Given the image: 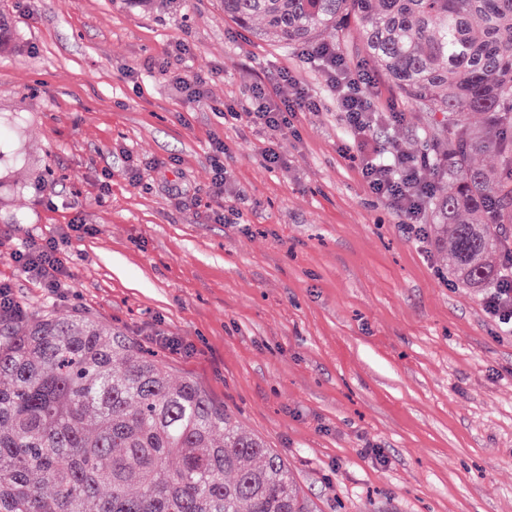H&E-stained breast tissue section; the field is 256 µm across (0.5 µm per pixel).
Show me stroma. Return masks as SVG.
<instances>
[{"label":"stroma","mask_w":512,"mask_h":512,"mask_svg":"<svg viewBox=\"0 0 512 512\" xmlns=\"http://www.w3.org/2000/svg\"><path fill=\"white\" fill-rule=\"evenodd\" d=\"M0 12L15 33L0 53V279L27 309L79 312L153 351L286 462L312 512H512V329L368 192L301 48L257 40L222 0ZM280 70L319 107L272 140L226 108ZM374 102L403 114L381 148L419 156L415 108L385 81ZM50 237L69 240L55 295L11 258Z\"/></svg>","instance_id":"stroma-1"}]
</instances>
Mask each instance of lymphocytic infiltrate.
Returning <instances> with one entry per match:
<instances>
[{
  "label": "lymphocytic infiltrate",
  "mask_w": 512,
  "mask_h": 512,
  "mask_svg": "<svg viewBox=\"0 0 512 512\" xmlns=\"http://www.w3.org/2000/svg\"><path fill=\"white\" fill-rule=\"evenodd\" d=\"M309 59L320 60L327 82L336 91L343 123L358 137L360 154L358 171L371 194L386 201L402 218L409 233L416 238L427 236L419 217L433 195V185L425 176L420 160L396 152L383 154L373 140L377 109L369 95L377 83L375 71L365 66H350L335 46L320 44L306 49ZM317 107L312 97L287 72L255 81L246 106L234 112V119L259 125L270 137L288 128L296 113ZM65 239L32 240L12 259L32 276L40 287L53 292L63 287L67 270ZM501 273L483 297L487 314L500 324L512 326V252L499 260Z\"/></svg>",
  "instance_id": "f902f5d3"
}]
</instances>
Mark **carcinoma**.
Masks as SVG:
<instances>
[{
	"instance_id": "carcinoma-1",
	"label": "carcinoma",
	"mask_w": 512,
	"mask_h": 512,
	"mask_svg": "<svg viewBox=\"0 0 512 512\" xmlns=\"http://www.w3.org/2000/svg\"><path fill=\"white\" fill-rule=\"evenodd\" d=\"M281 46L350 17L368 61L421 114L448 180L436 242L465 288L495 280L512 224V0H223ZM288 465L191 380L77 313L0 320V512H306Z\"/></svg>"
}]
</instances>
